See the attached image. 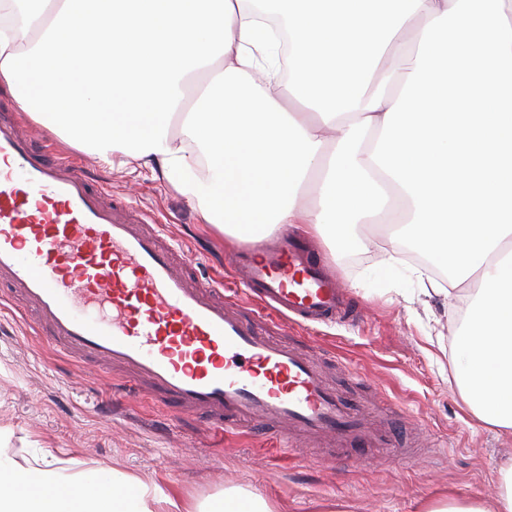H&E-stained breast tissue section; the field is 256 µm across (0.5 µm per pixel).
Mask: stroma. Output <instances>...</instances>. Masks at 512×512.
<instances>
[{
	"mask_svg": "<svg viewBox=\"0 0 512 512\" xmlns=\"http://www.w3.org/2000/svg\"><path fill=\"white\" fill-rule=\"evenodd\" d=\"M4 115L41 133L57 156L84 167L112 199L137 207L147 223L163 225L202 260L203 274L232 288L238 240L206 224L173 185L144 169L108 166L64 143L1 92ZM360 233L371 241L368 250L333 252L320 238H308L360 316L266 330L320 356L337 393L394 426L412 458H400L393 448L381 449L370 462L330 448L302 447L288 456L260 433L232 430L220 438L202 415L174 412L133 391L108 400L109 382L122 378L123 368L90 369L57 355L22 318L16 301L0 306V447L29 458H77L156 483L182 512L223 499L234 485L265 496L274 512H418L438 495L495 494L499 469L512 460V435L482 424L464 403L442 298L418 295L411 250L392 241L389 227L366 224ZM389 256L403 267L401 276L381 274L380 262Z\"/></svg>",
	"mask_w": 512,
	"mask_h": 512,
	"instance_id": "obj_1",
	"label": "stroma"
}]
</instances>
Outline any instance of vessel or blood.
Segmentation results:
<instances>
[{
	"label": "vessel or blood",
	"instance_id": "obj_1",
	"mask_svg": "<svg viewBox=\"0 0 512 512\" xmlns=\"http://www.w3.org/2000/svg\"><path fill=\"white\" fill-rule=\"evenodd\" d=\"M38 134L0 120V284L62 356L114 365L222 432L265 429L280 454L317 442L362 460L390 444L325 382L315 360L260 332L271 320L343 313V290L319 257L265 240L234 256L243 296L194 276L197 261L163 242L126 203Z\"/></svg>",
	"mask_w": 512,
	"mask_h": 512
}]
</instances>
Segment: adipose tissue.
Here are the masks:
<instances>
[{"label": "adipose tissue", "instance_id": "ef3b65f1", "mask_svg": "<svg viewBox=\"0 0 512 512\" xmlns=\"http://www.w3.org/2000/svg\"><path fill=\"white\" fill-rule=\"evenodd\" d=\"M498 2L0 0V87L69 145L161 175L226 235L290 224L349 251L368 244L357 225H389L447 270L425 296L471 286L455 379L479 421L512 434V22ZM267 16L291 37L285 79ZM0 471L26 477L0 512L177 506L146 482L99 497L75 459L1 453ZM421 512H512V464L495 496Z\"/></svg>", "mask_w": 512, "mask_h": 512}]
</instances>
